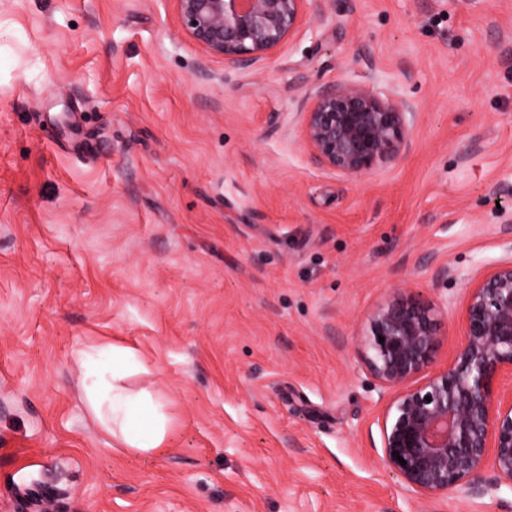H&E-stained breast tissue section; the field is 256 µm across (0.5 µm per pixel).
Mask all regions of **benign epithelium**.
<instances>
[{"instance_id":"7a95c632","label":"benign epithelium","mask_w":512,"mask_h":512,"mask_svg":"<svg viewBox=\"0 0 512 512\" xmlns=\"http://www.w3.org/2000/svg\"><path fill=\"white\" fill-rule=\"evenodd\" d=\"M326 2L175 0L185 35L228 69L265 65L308 5L322 20ZM307 99L302 140L322 166L359 177L410 149L412 113L401 100L352 81L314 86ZM464 336L450 366L423 377L439 343L431 309L397 291L370 313L366 363L381 388L395 391L382 461L413 494L496 499L501 487L512 490V256L469 279Z\"/></svg>"}]
</instances>
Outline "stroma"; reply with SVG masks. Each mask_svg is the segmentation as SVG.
I'll list each match as a JSON object with an SVG mask.
<instances>
[{"label":"stroma","instance_id":"obj_1","mask_svg":"<svg viewBox=\"0 0 512 512\" xmlns=\"http://www.w3.org/2000/svg\"><path fill=\"white\" fill-rule=\"evenodd\" d=\"M327 12L229 71L174 0H0V500L500 512L384 465L361 339L399 288L432 306L449 366L460 273L512 255V0ZM344 79L416 112L410 150L362 177L300 132L307 90ZM112 344L125 385L168 403L154 453L117 447L80 387L81 352Z\"/></svg>","mask_w":512,"mask_h":512}]
</instances>
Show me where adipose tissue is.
Instances as JSON below:
<instances>
[{
  "mask_svg": "<svg viewBox=\"0 0 512 512\" xmlns=\"http://www.w3.org/2000/svg\"><path fill=\"white\" fill-rule=\"evenodd\" d=\"M101 357L111 361V371L98 367ZM101 357L91 352L80 355L85 368L82 387L95 419L122 447L140 453L161 448L168 432L163 402L150 393H133L120 385L121 365L129 358L126 350L115 348Z\"/></svg>",
  "mask_w": 512,
  "mask_h": 512,
  "instance_id": "adipose-tissue-1",
  "label": "adipose tissue"
}]
</instances>
